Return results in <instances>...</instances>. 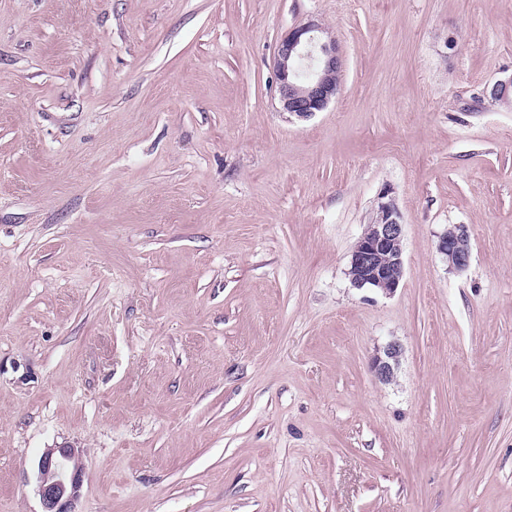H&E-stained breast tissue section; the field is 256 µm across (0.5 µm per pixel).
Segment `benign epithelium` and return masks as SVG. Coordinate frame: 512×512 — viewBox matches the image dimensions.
I'll use <instances>...</instances> for the list:
<instances>
[{"label":"benign epithelium","instance_id":"benign-epithelium-1","mask_svg":"<svg viewBox=\"0 0 512 512\" xmlns=\"http://www.w3.org/2000/svg\"><path fill=\"white\" fill-rule=\"evenodd\" d=\"M279 81L280 109L299 118L322 111L336 97L342 57L336 38L313 21L291 29L277 46L274 60ZM404 224L389 192L380 196L375 213L351 253L348 275L352 283L365 284L392 294L404 275ZM465 226L449 228L437 241V250L448 267L461 271L470 263ZM402 349L390 342L374 355L372 369L379 382L394 381ZM83 465L81 454L70 445L47 449L38 461V494L43 512H73L80 496Z\"/></svg>","mask_w":512,"mask_h":512}]
</instances>
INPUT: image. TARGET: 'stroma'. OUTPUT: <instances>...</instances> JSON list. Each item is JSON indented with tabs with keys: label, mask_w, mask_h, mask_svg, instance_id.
<instances>
[{
	"label": "stroma",
	"mask_w": 512,
	"mask_h": 512,
	"mask_svg": "<svg viewBox=\"0 0 512 512\" xmlns=\"http://www.w3.org/2000/svg\"><path fill=\"white\" fill-rule=\"evenodd\" d=\"M510 75L512 0H0V512L65 443L75 512H512ZM384 190L390 295L347 275ZM310 63L311 75L301 80L299 70ZM279 81L281 112L308 118L321 112L336 98L342 57L336 38L313 21L291 29L277 46L274 60ZM468 232L465 226L458 225L448 228L437 241V250L448 262V267L461 271L470 263ZM402 353L398 342L388 343L382 350L374 355L372 359V369L379 382L389 384L394 381L396 370L399 365Z\"/></svg>",
	"instance_id": "obj_1"
}]
</instances>
